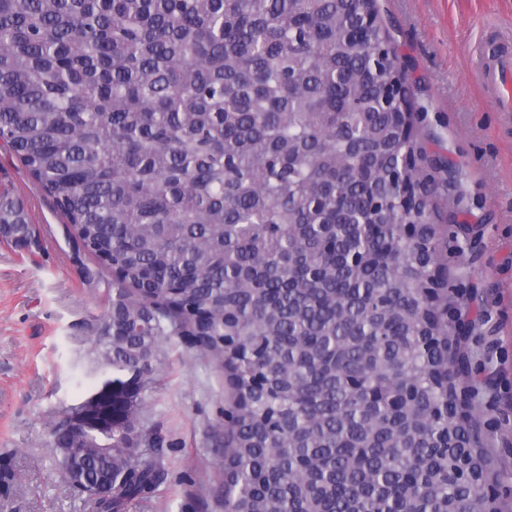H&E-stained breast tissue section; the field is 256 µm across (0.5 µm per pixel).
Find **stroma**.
<instances>
[{
  "label": "stroma",
  "instance_id": "1",
  "mask_svg": "<svg viewBox=\"0 0 512 512\" xmlns=\"http://www.w3.org/2000/svg\"><path fill=\"white\" fill-rule=\"evenodd\" d=\"M404 66L416 133L442 164L430 197L448 276V308L467 326L472 434L486 449L495 493L512 502V112L482 98L471 71L484 25L512 49V0H377ZM0 187L39 230V247L0 241V512H85L62 480L50 428L90 395L88 355L104 308L86 271L111 274L69 240L64 217L0 145ZM160 382L143 412L164 436L165 482L132 512H224L225 376L178 339L163 341Z\"/></svg>",
  "mask_w": 512,
  "mask_h": 512
}]
</instances>
